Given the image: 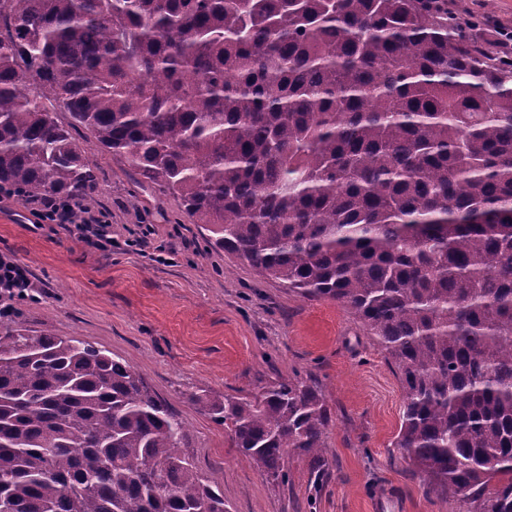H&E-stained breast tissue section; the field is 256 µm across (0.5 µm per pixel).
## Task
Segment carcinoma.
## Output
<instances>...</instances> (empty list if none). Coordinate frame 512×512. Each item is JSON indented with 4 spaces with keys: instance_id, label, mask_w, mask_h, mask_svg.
I'll use <instances>...</instances> for the list:
<instances>
[{
    "instance_id": "cac0c4a2",
    "label": "carcinoma",
    "mask_w": 512,
    "mask_h": 512,
    "mask_svg": "<svg viewBox=\"0 0 512 512\" xmlns=\"http://www.w3.org/2000/svg\"><path fill=\"white\" fill-rule=\"evenodd\" d=\"M74 126L359 319L429 490L512 512V62L448 0H0V186L93 189ZM195 401L270 482L324 465L298 375ZM185 430L123 359L0 326V512H229Z\"/></svg>"
}]
</instances>
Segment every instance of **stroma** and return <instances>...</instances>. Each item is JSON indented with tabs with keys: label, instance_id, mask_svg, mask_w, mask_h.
<instances>
[{
	"label": "stroma",
	"instance_id": "obj_1",
	"mask_svg": "<svg viewBox=\"0 0 512 512\" xmlns=\"http://www.w3.org/2000/svg\"><path fill=\"white\" fill-rule=\"evenodd\" d=\"M72 135L96 170L87 204L111 215L113 246L98 249L70 224H38L25 200L0 202V253L33 275L13 327L75 337L130 364L184 421L185 452L230 512H450L395 446L403 390L352 314L257 276L214 248L177 198L86 129ZM294 374L317 385L330 413L317 486L297 452L287 484L269 483L195 401L250 397Z\"/></svg>",
	"mask_w": 512,
	"mask_h": 512
}]
</instances>
